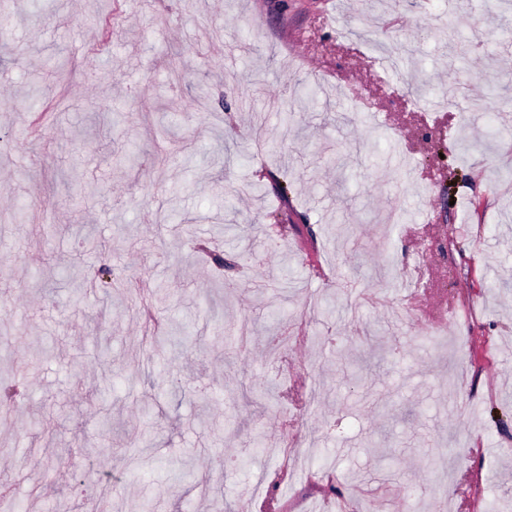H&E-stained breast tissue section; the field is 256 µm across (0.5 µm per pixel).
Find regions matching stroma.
<instances>
[{
  "instance_id": "obj_1",
  "label": "stroma",
  "mask_w": 512,
  "mask_h": 512,
  "mask_svg": "<svg viewBox=\"0 0 512 512\" xmlns=\"http://www.w3.org/2000/svg\"><path fill=\"white\" fill-rule=\"evenodd\" d=\"M9 371L24 512H512V0H10Z\"/></svg>"
}]
</instances>
